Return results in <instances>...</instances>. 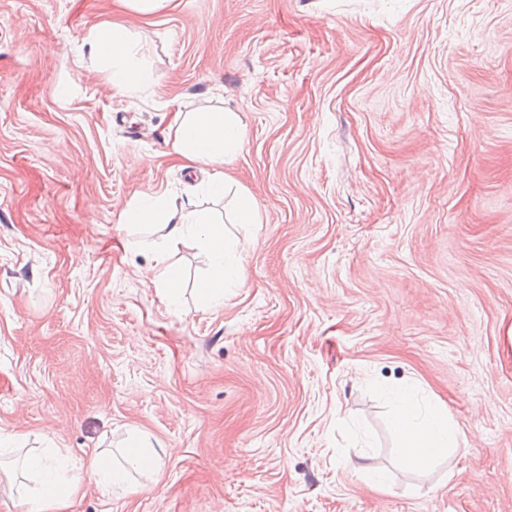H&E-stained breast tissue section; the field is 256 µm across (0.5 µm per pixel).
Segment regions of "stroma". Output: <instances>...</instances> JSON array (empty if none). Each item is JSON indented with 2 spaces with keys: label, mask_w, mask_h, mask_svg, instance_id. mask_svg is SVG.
<instances>
[{
  "label": "stroma",
  "mask_w": 512,
  "mask_h": 512,
  "mask_svg": "<svg viewBox=\"0 0 512 512\" xmlns=\"http://www.w3.org/2000/svg\"><path fill=\"white\" fill-rule=\"evenodd\" d=\"M102 22L150 88L113 89ZM211 108L245 125L220 201L169 154ZM145 192L224 222L223 308L188 248L161 302ZM411 381L458 442L423 474L382 393ZM0 428L68 455L69 512H512V0H0ZM133 430L159 472L96 485Z\"/></svg>",
  "instance_id": "obj_1"
}]
</instances>
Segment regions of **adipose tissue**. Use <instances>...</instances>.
Wrapping results in <instances>:
<instances>
[{
  "instance_id": "adipose-tissue-1",
  "label": "adipose tissue",
  "mask_w": 512,
  "mask_h": 512,
  "mask_svg": "<svg viewBox=\"0 0 512 512\" xmlns=\"http://www.w3.org/2000/svg\"><path fill=\"white\" fill-rule=\"evenodd\" d=\"M87 43L91 55L107 63L114 89L128 92L152 83L153 76L141 64L125 28L91 29ZM174 124V154L183 160L185 168L213 167L208 188L212 195L223 196L229 185L223 167L232 161L244 139L238 114L225 109L180 112ZM122 219L130 230L159 227L160 239L152 246L155 287L169 310L178 311L182 290L181 271L169 256L182 244H195L209 260L211 272L195 288L200 308H221L226 289L245 287L235 243L227 237L223 225L211 222L194 201L173 208L164 194L143 193L123 211ZM389 396L393 426L402 438L403 462L427 469L447 458L449 448L456 443V433L446 410L423 404L409 385L390 389ZM121 455L117 461L111 452L104 451L93 458L89 471L98 485L126 489L132 484V472L153 474L160 466L158 451L149 436L141 432L124 439ZM65 466V456L57 453L24 458L26 483L16 491L22 512H66L79 492V483L64 477Z\"/></svg>"
}]
</instances>
